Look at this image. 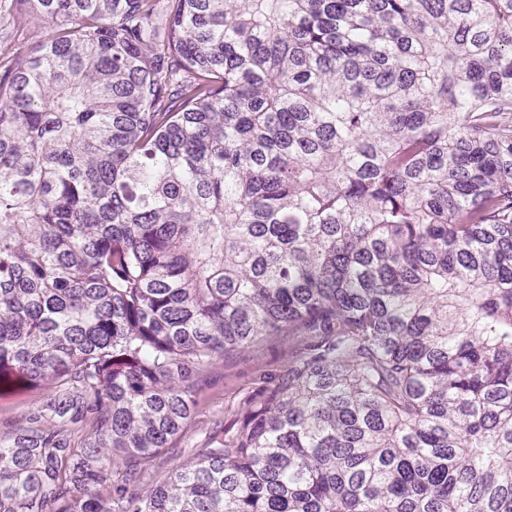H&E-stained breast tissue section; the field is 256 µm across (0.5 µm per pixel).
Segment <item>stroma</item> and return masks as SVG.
I'll use <instances>...</instances> for the list:
<instances>
[{
    "mask_svg": "<svg viewBox=\"0 0 512 512\" xmlns=\"http://www.w3.org/2000/svg\"><path fill=\"white\" fill-rule=\"evenodd\" d=\"M287 337H270L261 346L218 362L205 375L198 405L178 447L164 449L142 468L141 486L162 482L177 464L193 460L216 422L230 419L243 397L271 387L287 364Z\"/></svg>",
    "mask_w": 512,
    "mask_h": 512,
    "instance_id": "35a3bbf8",
    "label": "stroma"
}]
</instances>
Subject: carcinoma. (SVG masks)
<instances>
[{
	"mask_svg": "<svg viewBox=\"0 0 512 512\" xmlns=\"http://www.w3.org/2000/svg\"><path fill=\"white\" fill-rule=\"evenodd\" d=\"M43 385L0 512H512V0H0V390ZM288 336H271L261 346L220 360L204 378L193 417L179 441L143 465L141 487L162 482L177 464L193 460L213 432L215 423L230 419L243 397L271 387L288 363Z\"/></svg>",
	"mask_w": 512,
	"mask_h": 512,
	"instance_id": "obj_1",
	"label": "carcinoma"
}]
</instances>
